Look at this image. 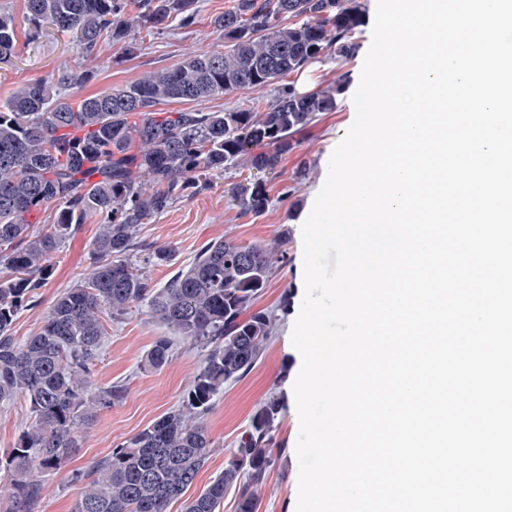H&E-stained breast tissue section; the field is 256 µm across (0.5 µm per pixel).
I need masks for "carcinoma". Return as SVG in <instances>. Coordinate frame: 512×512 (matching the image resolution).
<instances>
[{"instance_id":"1","label":"carcinoma","mask_w":512,"mask_h":512,"mask_svg":"<svg viewBox=\"0 0 512 512\" xmlns=\"http://www.w3.org/2000/svg\"><path fill=\"white\" fill-rule=\"evenodd\" d=\"M29 30L51 28L80 50L48 75L0 100V404L19 397L33 420L0 456V496L8 512H34L45 485L40 473L65 467L80 432L97 411L120 403L121 385L92 380L104 317L120 321L146 305L171 332L159 336L144 367L168 363L172 336L204 350L178 408L133 435L88 472L73 512H168L193 483L213 441L205 420L224 385L243 378L276 329L271 311L256 307L286 252L225 238L204 244L194 260L156 287L126 259L139 248L137 228L229 169L255 171L237 188L243 213L260 214L276 170L295 136L336 108L342 85L301 92L283 81L308 65L344 62L362 20L358 0H234L211 25L224 49L180 62L102 92L78 96L97 70L103 42L138 50L135 28L196 24L198 0H24ZM14 14L0 8V62L13 52ZM280 84L262 107L210 111L204 104L242 90ZM186 103L182 109H166ZM55 221L41 230L49 206ZM98 220L90 272L68 289L24 340L11 333L18 312L52 271L53 254L75 227ZM282 406L260 404L236 441L224 471L186 512H220L235 495V512H259L256 487L278 449Z\"/></svg>"}]
</instances>
